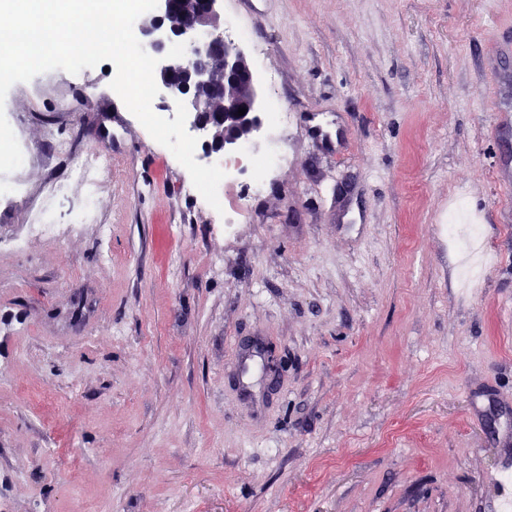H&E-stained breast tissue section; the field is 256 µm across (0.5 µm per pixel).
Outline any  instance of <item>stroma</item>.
<instances>
[{
    "instance_id": "stroma-1",
    "label": "stroma",
    "mask_w": 512,
    "mask_h": 512,
    "mask_svg": "<svg viewBox=\"0 0 512 512\" xmlns=\"http://www.w3.org/2000/svg\"><path fill=\"white\" fill-rule=\"evenodd\" d=\"M288 112L258 190L188 171L104 65L14 84L0 198V512H498L512 463V0H222ZM107 156L94 221L30 232ZM233 213L234 223L224 221ZM459 228L449 232L448 218ZM22 236L24 250L3 248ZM251 336L285 368L266 390ZM91 159L80 162L71 170L68 181H60L57 179H49L42 187V193L45 204L37 210L31 211L27 223L33 231L48 233L55 230L57 224L54 220V205L62 197L66 195L69 181H76L87 187V198L84 206L75 214L73 223L82 224L90 218V204L95 193V182L91 178V168L94 162Z\"/></svg>"
}]
</instances>
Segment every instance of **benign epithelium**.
<instances>
[{
  "mask_svg": "<svg viewBox=\"0 0 512 512\" xmlns=\"http://www.w3.org/2000/svg\"><path fill=\"white\" fill-rule=\"evenodd\" d=\"M221 0H195L191 10L181 9V0H158L150 22L137 27L147 38L146 47L158 59L157 75L170 95L182 101L192 114L191 129L199 134L206 156H222L255 143L263 128L256 108L252 73L237 43L224 38L220 22ZM179 43L185 61H169L167 46ZM246 108L240 116L238 109ZM242 122L245 133L218 135V125ZM242 351L262 358L268 386L277 383L283 366L268 348L252 338L241 341Z\"/></svg>",
  "mask_w": 512,
  "mask_h": 512,
  "instance_id": "benign-epithelium-1",
  "label": "benign epithelium"
}]
</instances>
